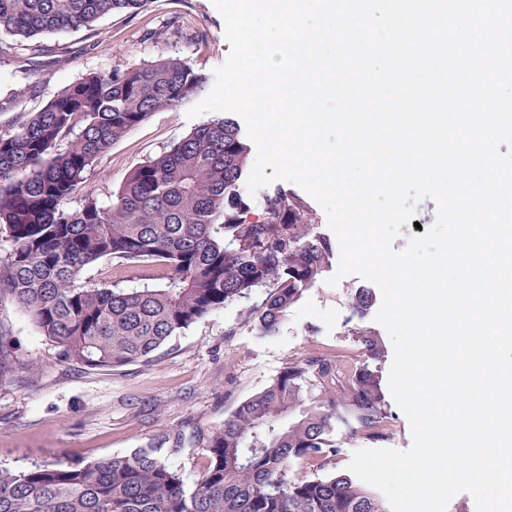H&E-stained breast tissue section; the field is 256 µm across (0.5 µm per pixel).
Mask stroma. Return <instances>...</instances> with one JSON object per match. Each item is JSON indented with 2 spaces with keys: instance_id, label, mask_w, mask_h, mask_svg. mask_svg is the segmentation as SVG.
Wrapping results in <instances>:
<instances>
[{
  "instance_id": "1",
  "label": "stroma",
  "mask_w": 512,
  "mask_h": 512,
  "mask_svg": "<svg viewBox=\"0 0 512 512\" xmlns=\"http://www.w3.org/2000/svg\"><path fill=\"white\" fill-rule=\"evenodd\" d=\"M196 31L192 44L170 29L172 17ZM159 36L150 40L148 30ZM0 53V130L22 113L44 106L60 90L82 78L126 69L150 60L177 57L207 77L227 60L225 21L212 0H148L135 15L104 16L90 29L7 42ZM192 96L173 109L151 114L117 140L95 166L87 192L109 202L126 175L211 120V113L188 117L199 103ZM355 275L329 285L319 277L280 324L275 335L260 336L250 303L233 304L192 324L150 363L117 369H83L57 361V349L30 323L7 294H0V327L8 335L13 370L0 377V464L25 470L42 462H81L160 447L162 457L194 483L208 464L206 438L235 407L261 391L288 362L321 354L351 355L388 375L392 355L369 359L354 334ZM179 438V448L161 443Z\"/></svg>"
}]
</instances>
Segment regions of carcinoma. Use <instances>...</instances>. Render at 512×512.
Wrapping results in <instances>:
<instances>
[{
  "label": "carcinoma",
  "mask_w": 512,
  "mask_h": 512,
  "mask_svg": "<svg viewBox=\"0 0 512 512\" xmlns=\"http://www.w3.org/2000/svg\"><path fill=\"white\" fill-rule=\"evenodd\" d=\"M147 0H0V34L34 39L90 28ZM206 81L178 58L115 69L72 83L0 132V291L8 292L57 359L114 369L148 363L175 335L263 290L254 309L269 336L331 266L334 246L306 223V205L280 187L266 216L247 219L239 191L248 144L234 119L196 127L140 164L106 205L84 191L96 162L151 113L175 108ZM112 262L110 283L87 269ZM141 281L125 288L129 275ZM376 303L355 289L353 314ZM369 356L384 344L356 332ZM386 395L367 364L294 360L243 400L207 437L208 465L186 485L157 448L86 463L0 465V512H386L380 498L336 469L334 419L370 440L386 436ZM295 464L312 473L292 474Z\"/></svg>",
  "instance_id": "1"
}]
</instances>
